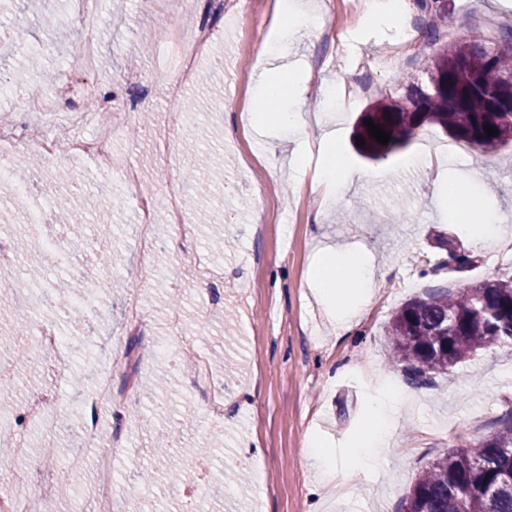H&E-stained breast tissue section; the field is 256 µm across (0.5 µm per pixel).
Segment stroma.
I'll return each mask as SVG.
<instances>
[{"instance_id":"obj_1","label":"stroma","mask_w":512,"mask_h":512,"mask_svg":"<svg viewBox=\"0 0 512 512\" xmlns=\"http://www.w3.org/2000/svg\"><path fill=\"white\" fill-rule=\"evenodd\" d=\"M346 2L304 0L307 17L274 37L289 77L304 89L279 101L280 111L306 114L308 125L298 133L250 111L269 64L239 27L268 15L271 0H225L240 21L213 22L211 57L175 100L167 91L175 72L158 64L166 42L157 31L173 0H157L150 10L141 0H98L90 14L80 13L77 0H39L49 24L32 22L25 44L0 49V78L12 88L0 97V127L15 131L17 154L33 165L30 192L0 194V208L19 226L46 199L81 196L79 224L94 213L111 220L117 254L114 264L99 268L97 294L65 311L40 310L39 323L71 333L72 347L43 354L21 376L12 371V348L28 336L0 343V383L8 386L9 403L0 417H24L11 433L12 453L0 455V475L22 463L38 469L50 442L58 472L72 456L90 467L98 452L112 451L117 483L138 484L151 512H191L190 501L201 497L211 512H403L418 475L443 450L476 441L512 412L511 346L479 351L430 384L415 385L389 368L386 336L394 312L412 299L512 274V232L476 244L475 226L450 194L451 187L468 186L482 212L512 216V145L494 155L474 150L446 158L439 149L449 136L429 126L386 159L362 157L355 123L374 98L405 94L398 74L415 68L422 28L415 0L385 22L364 12L345 16ZM333 16L346 19L339 52L326 47L324 23ZM511 29L512 0H448L449 44L476 36L494 47ZM89 30L97 50L80 82L67 60ZM362 83L367 92L344 101L342 90ZM106 97L133 115L112 145L111 174L71 155L68 139L50 162L25 140L28 126L61 124L66 113ZM327 127L336 131L346 164L361 174L335 189L318 182L324 161L318 142ZM163 132L173 141L170 159L158 148ZM201 151L220 155L224 169L206 174L204 193L183 181L181 205L207 220L193 236L176 237L166 223V178L182 177ZM129 167L138 175L133 193L121 179ZM62 170L69 180L59 179ZM137 193L153 199L162 241L163 264L147 270L137 262ZM450 243L479 255L495 249L498 263L448 271ZM70 249L53 278H28L35 261L12 255L0 266V283L39 296L63 289L96 262L89 242L71 240ZM322 251L354 253L367 263L374 283L368 305L349 291L334 299L320 295L313 274ZM343 305L359 307L360 316L340 333L331 317ZM190 349L224 358L213 368L222 381V415L209 411L212 391L184 372ZM104 373L112 405L102 412V438L89 447L80 425ZM158 378L164 388L146 393L145 381ZM41 398L44 409L29 411ZM378 398L398 402L380 449L369 441ZM52 411L68 423L48 434L41 420ZM159 432L171 462L190 471L192 483L176 485L150 465L148 448ZM314 444L335 456L338 482L352 488L348 496L320 501V467L307 456ZM190 446L205 452L187 454ZM359 448L372 461L355 468L350 457ZM232 470L246 481L228 490L224 474ZM58 472L45 500L55 501L58 512H97L92 483L63 498Z\"/></svg>"}]
</instances>
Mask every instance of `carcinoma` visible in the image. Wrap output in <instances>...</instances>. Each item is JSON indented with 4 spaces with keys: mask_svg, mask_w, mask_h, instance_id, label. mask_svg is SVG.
Returning a JSON list of instances; mask_svg holds the SVG:
<instances>
[{
    "mask_svg": "<svg viewBox=\"0 0 512 512\" xmlns=\"http://www.w3.org/2000/svg\"><path fill=\"white\" fill-rule=\"evenodd\" d=\"M423 15L422 72L440 86L430 94L407 73V93L382 96L363 112L356 136L365 139L364 155L381 160L406 148L423 128L433 125L482 153L512 142V86L490 81L495 72L512 74V34L508 46L492 47L478 38L450 48L438 47L448 0H416ZM390 133L386 144L370 137L366 120ZM497 134L487 136L483 126ZM100 260H115L112 231L100 228ZM472 253L448 251V268L467 272L477 265ZM390 364L412 380L462 363L495 344L512 343V276L485 280L461 291H440L400 307L387 326ZM404 512H512V415L476 442L444 452L415 481Z\"/></svg>",
    "mask_w": 512,
    "mask_h": 512,
    "instance_id": "obj_1",
    "label": "carcinoma"
}]
</instances>
